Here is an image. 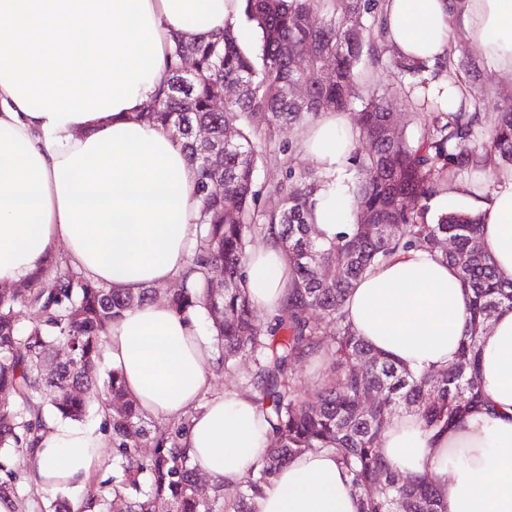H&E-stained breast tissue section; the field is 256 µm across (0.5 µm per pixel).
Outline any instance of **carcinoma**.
Wrapping results in <instances>:
<instances>
[{
	"label": "carcinoma",
	"mask_w": 512,
	"mask_h": 512,
	"mask_svg": "<svg viewBox=\"0 0 512 512\" xmlns=\"http://www.w3.org/2000/svg\"><path fill=\"white\" fill-rule=\"evenodd\" d=\"M379 0H240L239 25L207 39L175 37L155 99L156 108L139 117L170 131L197 169L199 211L188 274L180 287L157 286L134 295L106 288L51 263V274L0 295V498L14 497L27 475L24 459L35 448L45 417L81 421L94 399L107 411L113 457L120 471L112 487L87 498L82 512H254L253 500L292 458L312 449H329L352 476L360 512H441L432 480L404 477L380 454L387 420L399 409L413 410L428 429L447 427L480 403L477 375L479 330L502 305L512 306V283L496 279L479 241V218L465 211L429 217L438 178L449 169L471 172L485 166L475 151L482 135L480 113L459 112L442 123L439 116L415 140L378 139L392 107L386 98L359 94L357 68L367 56L404 78L420 68L398 59L384 43ZM260 34L258 51H247L239 27ZM190 60L194 75L181 72ZM308 85L296 102L288 85ZM234 83L240 93L214 102ZM362 102L360 136L368 149L347 158L354 176L349 189L363 207L357 221L331 239L316 233L308 219L317 194L333 182L320 168L288 165L287 182L263 201L254 189L256 172L274 138L325 112ZM234 145L208 161L228 124ZM209 129L212 143L196 137ZM487 153L512 164V106L500 113ZM391 211L393 232L383 224H364L363 215ZM272 238L287 249L294 281L281 314L265 324L256 320L242 283L253 240ZM453 242L454 251L444 249ZM417 248L455 266L472 293L469 328L457 359L434 372L414 373L372 351L346 322L344 303L354 282L401 249ZM224 270L214 287L210 272ZM336 269L323 279L320 268ZM178 313L203 310L216 340L217 368L242 373L265 412L274 445L262 465L249 471L224 495L216 482L203 493L195 466L182 444L189 419L156 423L125 391L115 369L103 368L101 346L108 325L123 311L160 293ZM30 307L38 319L18 322L15 308ZM319 313V318L312 313ZM327 361L331 371L317 384L313 399L302 397L296 364ZM55 362L57 368L47 369ZM379 402L363 406L366 392ZM152 448L147 456L139 448Z\"/></svg>",
	"instance_id": "carcinoma-1"
}]
</instances>
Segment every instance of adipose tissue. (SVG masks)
Returning a JSON list of instances; mask_svg holds the SVG:
<instances>
[{
  "mask_svg": "<svg viewBox=\"0 0 512 512\" xmlns=\"http://www.w3.org/2000/svg\"><path fill=\"white\" fill-rule=\"evenodd\" d=\"M239 0H0V284L29 282L64 244L70 262L104 287L138 293L180 279L198 213L197 175L181 145L138 119L152 102L177 35L209 36L235 21ZM385 42L421 71L407 87L429 111H472L449 62L458 41L512 82V0H382ZM348 114L309 127L306 157L336 170L354 150ZM482 188L455 184L481 222V245L500 280L512 281V168L488 161ZM350 211L326 187L312 219L333 238ZM280 243L254 250L245 287L275 312L293 283ZM472 294L451 264L423 250L397 252L359 278L344 311L357 336L422 372L459 349ZM482 405L442 431L400 411L381 437L400 473L433 479L444 512H512V308H500L479 342ZM105 362L119 370L145 414L189 418L193 465L232 485L264 459L269 426L252 396L210 395L211 340L198 313L164 302L125 310L109 325ZM108 435L48 421L26 463L37 488L78 497L102 464ZM255 512H359L351 477L333 453L313 450L281 469Z\"/></svg>",
  "mask_w": 512,
  "mask_h": 512,
  "instance_id": "ef3b65f1",
  "label": "adipose tissue"
}]
</instances>
